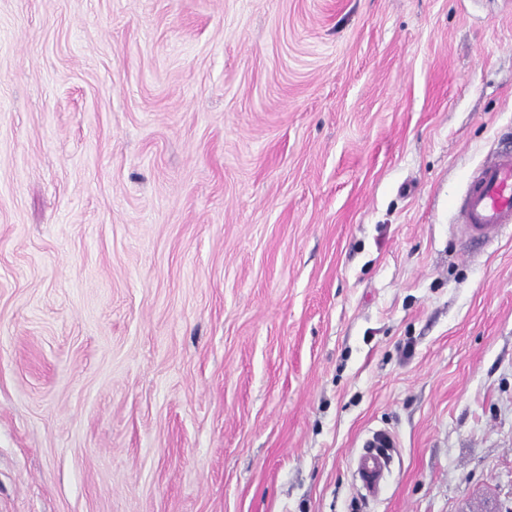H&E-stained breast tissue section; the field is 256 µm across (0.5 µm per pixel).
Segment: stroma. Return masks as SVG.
I'll use <instances>...</instances> for the list:
<instances>
[{
    "label": "stroma",
    "instance_id": "35a3bbf8",
    "mask_svg": "<svg viewBox=\"0 0 512 512\" xmlns=\"http://www.w3.org/2000/svg\"><path fill=\"white\" fill-rule=\"evenodd\" d=\"M509 140L512 0H0V512L512 507ZM457 209L456 226L474 251L512 236V147L495 152L472 172ZM390 459L381 448H365L356 458V473L368 496H376L382 487Z\"/></svg>",
    "mask_w": 512,
    "mask_h": 512
}]
</instances>
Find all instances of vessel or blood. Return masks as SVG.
<instances>
[{
  "label": "vessel or blood",
  "mask_w": 512,
  "mask_h": 512,
  "mask_svg": "<svg viewBox=\"0 0 512 512\" xmlns=\"http://www.w3.org/2000/svg\"><path fill=\"white\" fill-rule=\"evenodd\" d=\"M457 209V227L472 250L512 236V147L495 152L472 172ZM389 464L387 453L379 448L364 449L357 456V477L367 495L380 492Z\"/></svg>",
  "instance_id": "b4317fda"
}]
</instances>
